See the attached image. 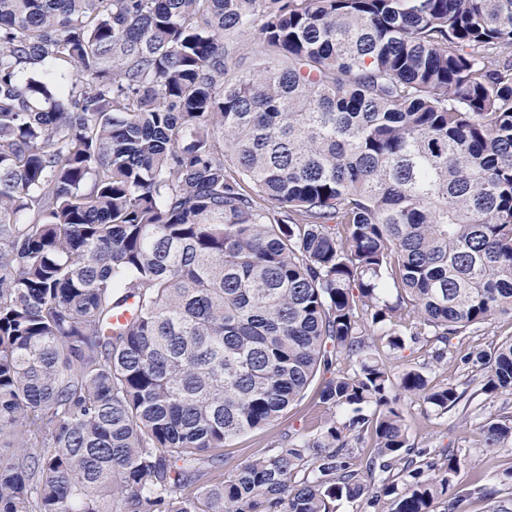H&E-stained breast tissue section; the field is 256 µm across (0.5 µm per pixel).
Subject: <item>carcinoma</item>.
<instances>
[{
	"label": "carcinoma",
	"instance_id": "carcinoma-1",
	"mask_svg": "<svg viewBox=\"0 0 512 512\" xmlns=\"http://www.w3.org/2000/svg\"><path fill=\"white\" fill-rule=\"evenodd\" d=\"M506 315L512 0H0V512H512L400 409L512 392V337L461 391L373 341ZM340 359L343 419L221 473Z\"/></svg>",
	"mask_w": 512,
	"mask_h": 512
}]
</instances>
